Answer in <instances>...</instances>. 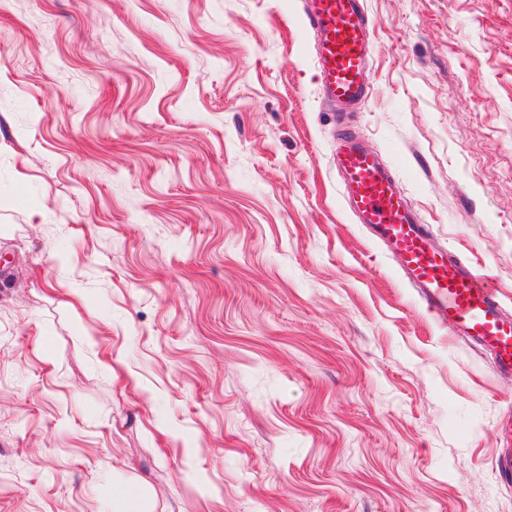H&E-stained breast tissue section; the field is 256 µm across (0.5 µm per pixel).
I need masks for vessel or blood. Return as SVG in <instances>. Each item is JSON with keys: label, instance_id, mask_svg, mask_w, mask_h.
Masks as SVG:
<instances>
[{"label": "vessel or blood", "instance_id": "b4317fda", "mask_svg": "<svg viewBox=\"0 0 512 512\" xmlns=\"http://www.w3.org/2000/svg\"><path fill=\"white\" fill-rule=\"evenodd\" d=\"M304 18L317 38L323 99L352 111L369 92L372 44L361 0H307ZM336 169L352 211L397 256L434 323L489 352L497 372L512 373V317L502 312L494 276L459 265L435 245L430 225L409 207L372 150L347 141Z\"/></svg>", "mask_w": 512, "mask_h": 512}]
</instances>
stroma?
<instances>
[{"instance_id": "stroma-1", "label": "stroma", "mask_w": 512, "mask_h": 512, "mask_svg": "<svg viewBox=\"0 0 512 512\" xmlns=\"http://www.w3.org/2000/svg\"><path fill=\"white\" fill-rule=\"evenodd\" d=\"M0 0V512H512V375L353 217L345 133L512 312V0ZM307 26L317 38L322 98L353 108L368 96L367 62L372 43L360 0H307Z\"/></svg>"}]
</instances>
